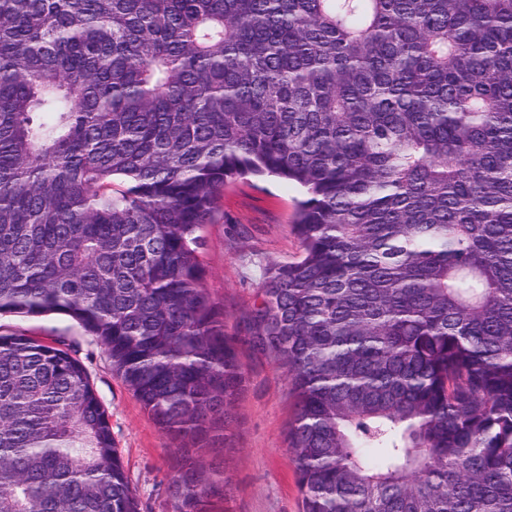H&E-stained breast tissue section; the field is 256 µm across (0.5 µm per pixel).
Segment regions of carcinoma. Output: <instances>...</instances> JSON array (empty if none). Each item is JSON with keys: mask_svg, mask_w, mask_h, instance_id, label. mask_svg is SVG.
<instances>
[{"mask_svg": "<svg viewBox=\"0 0 512 512\" xmlns=\"http://www.w3.org/2000/svg\"><path fill=\"white\" fill-rule=\"evenodd\" d=\"M247 174L307 195L251 315L302 512H512V0H0V315L104 347L178 441L173 512L228 485L201 231ZM0 512H140L87 368L22 333Z\"/></svg>", "mask_w": 512, "mask_h": 512, "instance_id": "1", "label": "carcinoma"}]
</instances>
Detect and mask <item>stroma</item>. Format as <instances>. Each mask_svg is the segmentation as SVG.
<instances>
[{"instance_id": "obj_1", "label": "stroma", "mask_w": 512, "mask_h": 512, "mask_svg": "<svg viewBox=\"0 0 512 512\" xmlns=\"http://www.w3.org/2000/svg\"><path fill=\"white\" fill-rule=\"evenodd\" d=\"M300 197L296 186L274 177L237 178L225 187L219 209L203 230L204 286L224 308V327L237 338L246 377L227 446L208 457L229 479L224 512H301L288 439L294 420L291 385L277 361L253 351L249 330L265 267L300 254L294 230ZM12 333L59 339L77 354L109 413L141 512H171L167 487L177 469L176 443L113 371L104 350L77 323L59 315L0 316V334Z\"/></svg>"}]
</instances>
